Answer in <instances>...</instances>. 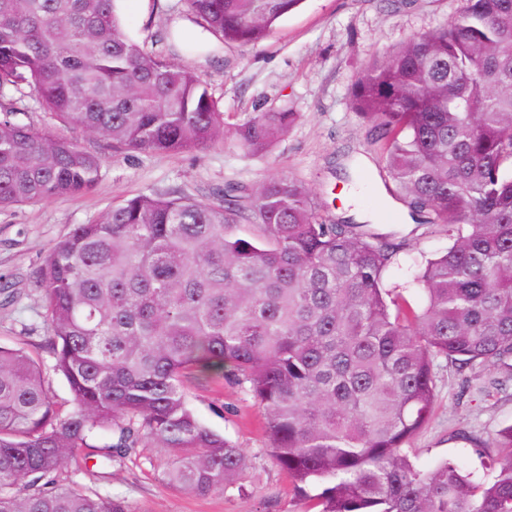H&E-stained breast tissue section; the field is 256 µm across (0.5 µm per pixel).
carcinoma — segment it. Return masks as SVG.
Instances as JSON below:
<instances>
[{
  "label": "carcinoma",
  "instance_id": "obj_1",
  "mask_svg": "<svg viewBox=\"0 0 512 512\" xmlns=\"http://www.w3.org/2000/svg\"><path fill=\"white\" fill-rule=\"evenodd\" d=\"M303 2L184 0L209 33L252 45ZM31 96L62 131L21 121ZM351 105L389 193L448 235L416 274L424 303L384 283L407 238L324 219L299 180L228 184L212 202L126 198L74 225L36 272L72 410L55 406L38 361L0 346V512H133L60 480L99 431L118 434L111 462L153 443L176 489L237 483L244 450L186 399L205 377L249 384L270 455L319 512H512V426L490 483L404 452L431 414L436 359H512V0H465L367 62ZM298 118L224 121L194 70L126 35L116 0H0V209L94 190L103 160L70 130L147 153L229 137L265 156Z\"/></svg>",
  "mask_w": 512,
  "mask_h": 512
}]
</instances>
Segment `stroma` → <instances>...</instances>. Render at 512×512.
Masks as SVG:
<instances>
[{"instance_id":"stroma-1","label":"stroma","mask_w":512,"mask_h":512,"mask_svg":"<svg viewBox=\"0 0 512 512\" xmlns=\"http://www.w3.org/2000/svg\"><path fill=\"white\" fill-rule=\"evenodd\" d=\"M464 0H304L256 45L217 40L195 21L182 0H118V14L131 39L194 69L218 100L225 120L248 112L289 108L295 126L263 157L246 155L221 142L205 153L116 152L82 132L73 137L104 165L96 189L87 195L51 199L0 210V345L24 347L41 361L56 405L69 408L71 393L42 346L46 334L44 296L32 283L48 250L84 224L137 193L176 188L208 201L225 184L256 185L274 176L305 183L322 214L345 219L352 211L377 214L376 230L395 231L412 247L386 274L388 285L404 286L419 305L423 294L411 279L424 256L444 251L446 233L406 222L380 175L378 155L366 139L367 127L351 106L352 85L364 63L385 56L412 33L437 26L459 12ZM367 188L357 202L344 199L341 173ZM437 397L425 427L406 450L416 466L429 469L443 460L457 463L480 482L492 481L502 449L492 441L512 426V384L499 389L507 370L476 366L470 376L438 361ZM198 419L244 448L248 469L242 486L208 496L169 487L164 455L144 441L123 463L103 455L114 437L97 432L87 460L67 465L62 478L83 490L127 501L136 512H304L305 504L268 451L261 408L247 389L221 379L186 386Z\"/></svg>"}]
</instances>
